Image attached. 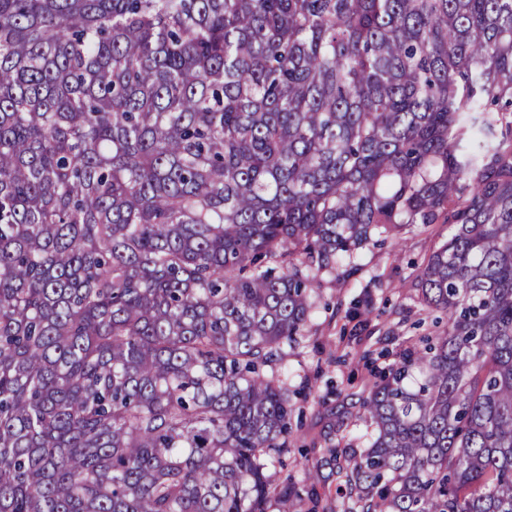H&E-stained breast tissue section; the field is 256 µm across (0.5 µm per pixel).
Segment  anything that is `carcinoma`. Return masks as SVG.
<instances>
[{
  "mask_svg": "<svg viewBox=\"0 0 512 512\" xmlns=\"http://www.w3.org/2000/svg\"><path fill=\"white\" fill-rule=\"evenodd\" d=\"M507 113L512 0H0V512H267L320 275L444 214L337 491L512 512Z\"/></svg>",
  "mask_w": 512,
  "mask_h": 512,
  "instance_id": "carcinoma-1",
  "label": "carcinoma"
}]
</instances>
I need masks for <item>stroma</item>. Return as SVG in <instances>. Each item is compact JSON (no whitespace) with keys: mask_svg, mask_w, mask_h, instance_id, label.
Wrapping results in <instances>:
<instances>
[{"mask_svg":"<svg viewBox=\"0 0 512 512\" xmlns=\"http://www.w3.org/2000/svg\"><path fill=\"white\" fill-rule=\"evenodd\" d=\"M447 236L444 224L410 226L400 245L380 242L362 250L354 273L341 265L322 274L311 298L309 332L284 362L296 441L268 463L275 484H295L301 496L318 497L326 512H346L330 449L364 448L361 404L376 374L443 321V314L419 303L410 282ZM308 471L318 474V482L305 481Z\"/></svg>","mask_w":512,"mask_h":512,"instance_id":"obj_1","label":"stroma"}]
</instances>
